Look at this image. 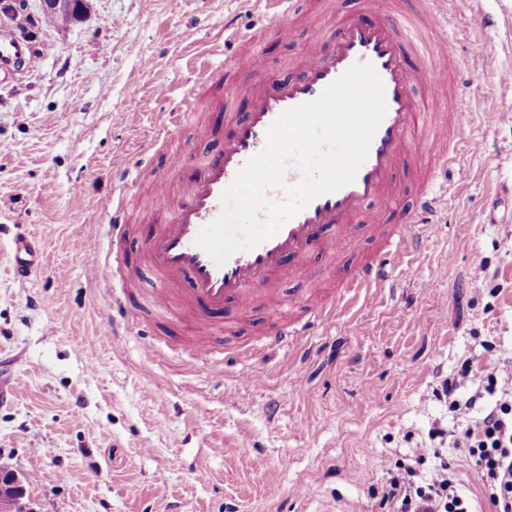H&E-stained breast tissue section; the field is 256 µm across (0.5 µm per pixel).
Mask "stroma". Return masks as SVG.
Masks as SVG:
<instances>
[{
    "label": "stroma",
    "instance_id": "1",
    "mask_svg": "<svg viewBox=\"0 0 512 512\" xmlns=\"http://www.w3.org/2000/svg\"><path fill=\"white\" fill-rule=\"evenodd\" d=\"M291 0L301 35L268 33L259 48L272 78L286 77L313 41L329 44L362 0ZM86 16L45 21L39 0L5 13L0 25L29 41L37 68L0 81V461L21 475L35 512H382L371 491L397 460L434 448L433 427L452 430L433 391L459 376L495 371L512 358V0H454L448 57L461 70L468 108L465 181L447 173L448 208L391 281L341 308L335 327L308 338L306 359L292 351L237 357L271 330L263 310L228 306L224 359L210 342L187 355L179 309L131 328L125 298L102 287L81 251L106 242L107 205L121 186L112 157L165 170L167 154L219 149L248 99L229 95L252 76L234 69L247 44L225 23L256 29V0H88ZM231 65L224 111L200 108L210 130H165V114L205 59ZM139 100V114L126 112ZM161 221L149 200L129 208L114 242L139 274L132 299L160 287L146 259ZM362 253L317 252L310 279L282 282L284 295L332 299L327 269L345 270L378 241L363 226ZM38 240L42 269L11 273L13 242ZM108 328V339L98 340ZM157 340L154 355L145 345ZM206 470L207 481L196 478Z\"/></svg>",
    "mask_w": 512,
    "mask_h": 512
}]
</instances>
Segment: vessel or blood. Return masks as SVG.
Segmentation results:
<instances>
[{"label": "vessel or blood", "instance_id": "1", "mask_svg": "<svg viewBox=\"0 0 512 512\" xmlns=\"http://www.w3.org/2000/svg\"><path fill=\"white\" fill-rule=\"evenodd\" d=\"M264 27L282 39L295 40L300 31L288 23V0H262ZM414 8H393L368 20L357 16L347 20L331 47L309 51L284 79L267 77L264 55L252 52L242 61L254 79L248 91L249 108L235 122L222 147L199 163L201 175L189 183L172 185L171 175L180 173L188 161L182 152L170 154L167 172L151 177L130 176L125 156L112 159V172L118 179L132 178L136 189L147 195L163 221L147 248L149 265L165 280L153 292L150 305L169 308L174 287L189 277L191 288L183 306L190 313L191 335L212 339L221 330L210 318L213 310L232 304L249 309L260 304L271 313H282L286 306L277 288L278 281L294 276L310 277L308 258L315 252H332L339 247L350 224L371 226L383 239L376 257L340 274L341 295L363 288H380L391 278V263L417 252L416 224L424 216L444 211L448 190L439 183L438 169L417 173L413 209L397 222L389 220V202L398 186V176L413 156L436 154L440 167L455 164L460 150L479 152V141L463 136L449 138L447 120H435L421 110L415 90L436 100L459 92L461 74L448 64L445 26L446 0H414ZM416 55L418 64L407 62ZM35 55L15 34L0 32V79L22 74L24 66L34 65ZM356 63L374 66L383 81L386 113L353 182L336 191L314 198L273 237L249 251L234 253L223 265H216L194 240L199 230L221 212V195L236 174L266 145V131L285 110L317 99L322 91ZM126 193L113 195L108 236L122 238L128 215ZM85 261L102 275L104 285L119 281L129 287L134 273L124 268L113 251L89 252ZM42 267L39 246L20 241L14 255V273L19 279L31 277ZM336 305H317L305 314L291 318L262 336L256 351L295 348L312 329H327L336 322Z\"/></svg>", "mask_w": 512, "mask_h": 512}]
</instances>
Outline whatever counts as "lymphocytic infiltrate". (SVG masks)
I'll return each instance as SVG.
<instances>
[{
  "label": "lymphocytic infiltrate",
  "instance_id": "lymphocytic-infiltrate-1",
  "mask_svg": "<svg viewBox=\"0 0 512 512\" xmlns=\"http://www.w3.org/2000/svg\"><path fill=\"white\" fill-rule=\"evenodd\" d=\"M457 379H445L442 397L462 419L452 432V452L434 451L431 467L423 457L396 463L379 491L386 512H476L475 500L456 474L455 449H463L476 466L480 490L493 512H512V360L466 399H459Z\"/></svg>",
  "mask_w": 512,
  "mask_h": 512
}]
</instances>
